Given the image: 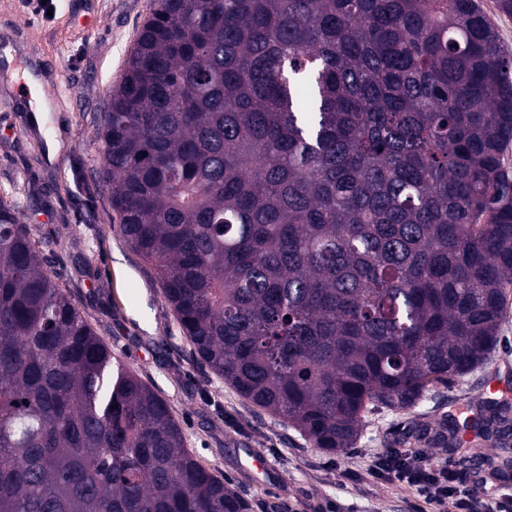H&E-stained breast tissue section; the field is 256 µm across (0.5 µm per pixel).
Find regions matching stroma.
Masks as SVG:
<instances>
[{"label":"stroma","instance_id":"stroma-1","mask_svg":"<svg viewBox=\"0 0 512 512\" xmlns=\"http://www.w3.org/2000/svg\"><path fill=\"white\" fill-rule=\"evenodd\" d=\"M154 0H55L50 18L29 24L27 0H0V197L20 192V221L48 260L56 283L71 296L113 357L137 372L169 403L186 446L249 504V512H410L414 490L377 483L370 468L392 449L418 450L458 469V452L434 429L459 408L488 401V379L512 386V304L490 358L450 388L428 392L413 409H383L366 417L355 448L328 454L296 430L255 408L201 364L179 329L153 269L120 235L98 172L99 117L120 79ZM36 62L55 99L40 133L16 110L15 69ZM65 144L52 153L55 132ZM471 467H489V483L512 486L494 439L470 441ZM265 456L269 475L244 461Z\"/></svg>","mask_w":512,"mask_h":512}]
</instances>
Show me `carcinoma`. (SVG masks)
I'll return each instance as SVG.
<instances>
[{
  "mask_svg": "<svg viewBox=\"0 0 512 512\" xmlns=\"http://www.w3.org/2000/svg\"><path fill=\"white\" fill-rule=\"evenodd\" d=\"M511 145L479 0H155L96 153L197 357L335 454L497 347ZM0 512H248L2 198Z\"/></svg>",
  "mask_w": 512,
  "mask_h": 512,
  "instance_id": "carcinoma-1",
  "label": "carcinoma"
}]
</instances>
